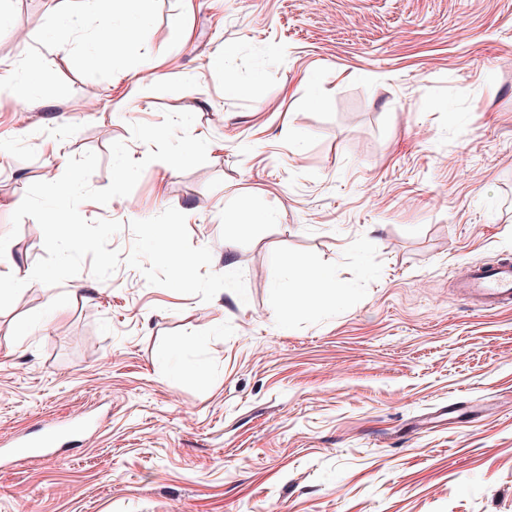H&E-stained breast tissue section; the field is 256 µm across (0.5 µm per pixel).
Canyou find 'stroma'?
Masks as SVG:
<instances>
[{
    "label": "stroma",
    "mask_w": 512,
    "mask_h": 512,
    "mask_svg": "<svg viewBox=\"0 0 512 512\" xmlns=\"http://www.w3.org/2000/svg\"><path fill=\"white\" fill-rule=\"evenodd\" d=\"M80 8L0 0V81L40 79L32 108L0 88V235L70 158L95 189L113 142L143 159L131 124L191 112L208 160L81 203L121 222L116 271L0 311V443L101 419L0 467V512H512V307L453 293L512 258V0H153L152 74L96 58ZM44 255L24 218L0 275ZM304 263L347 299L287 312Z\"/></svg>",
    "instance_id": "35a3bbf8"
}]
</instances>
